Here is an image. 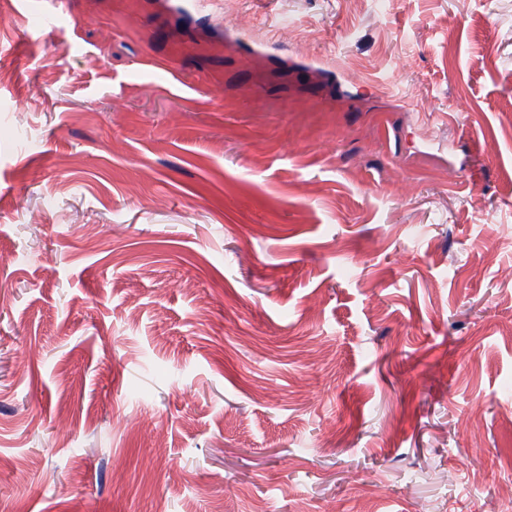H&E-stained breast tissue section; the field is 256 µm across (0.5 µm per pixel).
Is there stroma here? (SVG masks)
<instances>
[{
    "mask_svg": "<svg viewBox=\"0 0 512 512\" xmlns=\"http://www.w3.org/2000/svg\"><path fill=\"white\" fill-rule=\"evenodd\" d=\"M43 3L0 512H512V0Z\"/></svg>",
    "mask_w": 512,
    "mask_h": 512,
    "instance_id": "obj_1",
    "label": "stroma"
}]
</instances>
